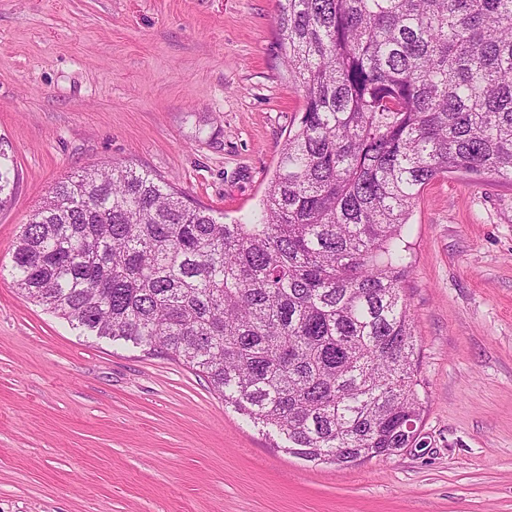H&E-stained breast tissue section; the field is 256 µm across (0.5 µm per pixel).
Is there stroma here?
<instances>
[{
	"instance_id": "1",
	"label": "stroma",
	"mask_w": 512,
	"mask_h": 512,
	"mask_svg": "<svg viewBox=\"0 0 512 512\" xmlns=\"http://www.w3.org/2000/svg\"><path fill=\"white\" fill-rule=\"evenodd\" d=\"M274 0H0V512H512V180L432 181L407 225L425 445L285 450L178 360L81 335L9 275L30 214L100 166L259 211L303 96Z\"/></svg>"
}]
</instances>
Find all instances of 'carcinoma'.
<instances>
[{
    "mask_svg": "<svg viewBox=\"0 0 512 512\" xmlns=\"http://www.w3.org/2000/svg\"><path fill=\"white\" fill-rule=\"evenodd\" d=\"M304 107L255 224L128 167L59 181L10 275L74 328L165 353L288 452L421 448L405 227L447 173L512 178V0H276ZM10 168L0 150V205Z\"/></svg>",
    "mask_w": 512,
    "mask_h": 512,
    "instance_id": "carcinoma-1",
    "label": "carcinoma"
}]
</instances>
